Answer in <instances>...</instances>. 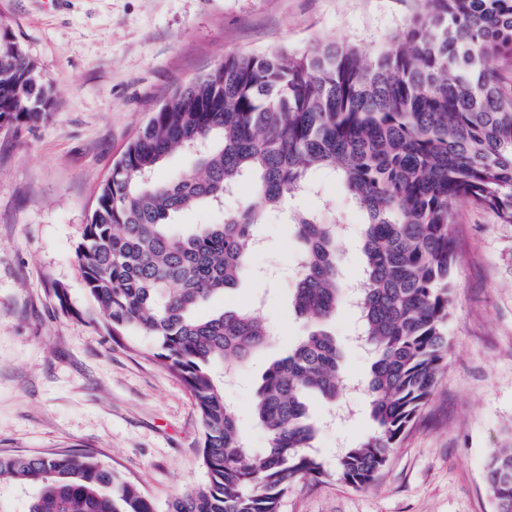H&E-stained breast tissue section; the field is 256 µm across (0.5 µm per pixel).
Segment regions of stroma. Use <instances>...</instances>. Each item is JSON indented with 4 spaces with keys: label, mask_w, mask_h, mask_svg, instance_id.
I'll use <instances>...</instances> for the list:
<instances>
[{
    "label": "stroma",
    "mask_w": 512,
    "mask_h": 512,
    "mask_svg": "<svg viewBox=\"0 0 512 512\" xmlns=\"http://www.w3.org/2000/svg\"><path fill=\"white\" fill-rule=\"evenodd\" d=\"M419 0H0V22L50 81L55 107L19 138L0 134V452L94 454L136 483L155 512L201 486L202 428L186 386L153 358L152 337L113 342L84 289L76 251L101 184L139 127L169 95L233 53L302 50L315 41L372 52ZM299 205L332 203L345 220L341 269L360 278L362 216L334 175L314 172ZM448 356L430 401L376 482L341 481L342 448L372 433L365 381L371 355L356 314L329 321L343 354L337 407L313 399V451L327 469L288 492L279 512H496L484 483L491 449L512 446V224L453 203ZM251 273L224 296L259 307L275 334L224 380L249 450L268 437L254 421L264 370L307 330L291 305L300 244L283 219L257 225ZM66 287L69 309L52 292Z\"/></svg>",
    "instance_id": "1"
}]
</instances>
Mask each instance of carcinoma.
Listing matches in <instances>:
<instances>
[{"instance_id":"obj_1","label":"carcinoma","mask_w":512,"mask_h":512,"mask_svg":"<svg viewBox=\"0 0 512 512\" xmlns=\"http://www.w3.org/2000/svg\"><path fill=\"white\" fill-rule=\"evenodd\" d=\"M379 54L321 42L288 53L230 55L177 88L138 130L101 186L77 250L86 293L112 339L156 340L154 359L196 401L205 484L169 512H279L300 481L325 474L310 451L307 399L336 400L341 354L326 322L348 298L337 225L321 209L285 208L328 169L363 215L364 272L354 304L373 362L374 433L343 449L336 473L371 485L415 422L448 355L456 253L452 203L512 224V85L489 68L512 58V0H421ZM50 84L23 43L0 28V131L45 121ZM193 164L156 179L174 153ZM246 182L253 200L178 233L181 214L217 208ZM283 213L302 244L292 306L309 331L273 361L253 417L269 444L247 457L235 411L212 367L246 360L269 340L243 309L201 310L247 272L255 227ZM484 479L512 512V448L491 449ZM33 489L27 512H154L141 489L91 454H0V486Z\"/></svg>"}]
</instances>
